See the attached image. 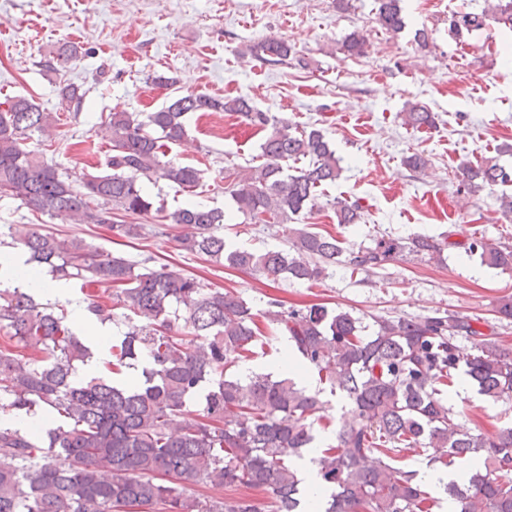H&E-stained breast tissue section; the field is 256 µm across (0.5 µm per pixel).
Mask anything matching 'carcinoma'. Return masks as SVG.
<instances>
[{"mask_svg": "<svg viewBox=\"0 0 512 512\" xmlns=\"http://www.w3.org/2000/svg\"><path fill=\"white\" fill-rule=\"evenodd\" d=\"M399 2L375 0L376 21L389 33L405 27ZM489 20L512 31V0L460 14L452 30L480 28ZM364 44V36L353 32L342 50L360 55ZM247 52L273 64L295 55L291 43L276 38ZM76 55V47L63 45L44 67L63 68ZM60 96L78 107L84 93L66 84ZM198 112L240 114L264 133L262 163L228 175L227 190L250 220L279 225L288 250L233 247L224 238V211L189 204L166 214L145 193V179L182 190L202 181V169L167 158L169 145L186 134L185 117ZM401 119L416 129L435 125V113L417 102L406 105ZM58 121L27 97L0 103V192L32 212L105 225L118 238L142 231L120 215L152 213L192 228L177 238L181 249L273 281L316 282L338 267L367 272L399 257L439 260L449 246L430 236H383L355 251L335 235L292 224L321 187L340 177V158L321 130L294 127L242 96L187 93L143 120L133 112L109 113L97 136L112 147L110 172L88 174L78 186L24 147ZM504 155L512 156V143L501 144L496 156L460 166L461 186L474 192L511 186L512 168L500 163ZM302 160L303 166L291 167ZM329 206L339 226L359 222L358 201L335 198ZM6 236L0 239V268L9 250L20 249L57 278L112 289L110 303L87 291L88 313L102 323L137 317L140 324L129 326L111 347L107 369L122 375L142 361L147 366L122 386L100 377L75 383L76 365L90 351L64 311L22 285L0 289V410L47 412L64 421L43 434L0 426V512H431L434 500L416 473L393 466L405 452L422 453L436 467L475 464L468 482L448 485L456 512H512V425L487 435L448 402V388L461 373L485 398L512 401V350L495 330L477 328L484 318L449 310L376 317L367 336L362 318L322 304L276 314L275 329L288 336L293 352L350 404L336 444L318 447L321 391L289 377L256 373L243 379L232 371L263 337L240 296L164 265L142 268L39 224H10ZM467 250L481 264L512 273L511 246L481 236L471 238ZM460 336L480 342L465 354L457 345ZM204 387L203 408L190 409ZM305 453L314 454L321 486L309 507L302 473L290 463ZM188 483L260 489L266 507L245 499L202 500L187 493Z\"/></svg>", "mask_w": 512, "mask_h": 512, "instance_id": "cac0c4a2", "label": "carcinoma"}]
</instances>
